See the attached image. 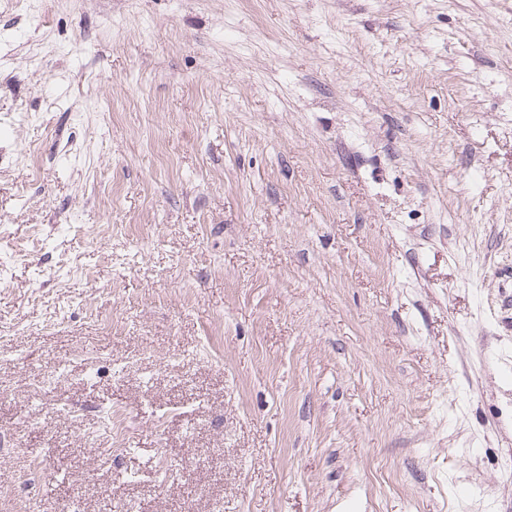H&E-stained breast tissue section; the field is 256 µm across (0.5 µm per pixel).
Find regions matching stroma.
Segmentation results:
<instances>
[{"label": "stroma", "mask_w": 512, "mask_h": 512, "mask_svg": "<svg viewBox=\"0 0 512 512\" xmlns=\"http://www.w3.org/2000/svg\"><path fill=\"white\" fill-rule=\"evenodd\" d=\"M1 433L0 512H512V0H0Z\"/></svg>", "instance_id": "obj_1"}]
</instances>
